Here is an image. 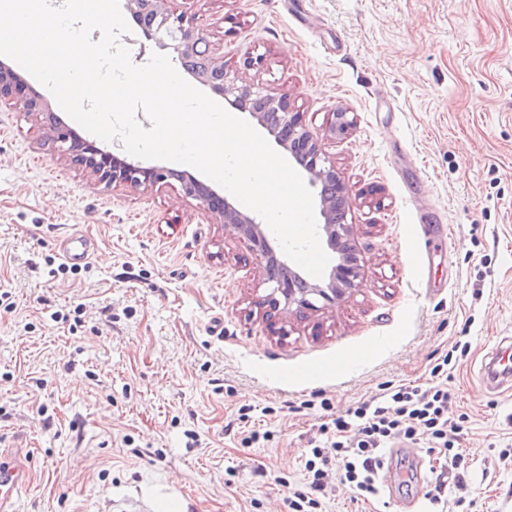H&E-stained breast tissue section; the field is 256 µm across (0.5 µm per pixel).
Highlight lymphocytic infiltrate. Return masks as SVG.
<instances>
[{"label":"lymphocytic infiltrate","instance_id":"f902f5d3","mask_svg":"<svg viewBox=\"0 0 512 512\" xmlns=\"http://www.w3.org/2000/svg\"><path fill=\"white\" fill-rule=\"evenodd\" d=\"M452 354L438 358L424 384L385 385L371 399L358 403L324 428L320 444L307 450L306 487L288 495L289 512H322L333 483L348 485L355 499L370 501L380 493V471L395 441L431 444L441 461L437 484L426 496V512H447L449 503L463 505V498L449 500L448 490L464 484L461 455L456 446L464 425L449 414L452 394L448 379Z\"/></svg>","mask_w":512,"mask_h":512}]
</instances>
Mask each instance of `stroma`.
Masks as SVG:
<instances>
[{"mask_svg": "<svg viewBox=\"0 0 512 512\" xmlns=\"http://www.w3.org/2000/svg\"><path fill=\"white\" fill-rule=\"evenodd\" d=\"M225 61L266 54L248 81L288 93L351 190L361 283L329 307L265 319L247 243L179 181L100 183L43 144L41 116L0 102V451L30 449L14 512H288L321 426L381 385L448 386L471 512H512V389L487 352L512 336V0H176ZM241 25L229 30L226 15ZM353 120L331 136L334 113ZM446 224L424 260L418 215ZM96 256L61 270L60 244ZM443 281L427 293L422 272ZM329 409H322L321 400ZM305 400L312 409L302 408ZM243 405L271 406L240 418ZM270 431L260 447L244 431ZM407 492L326 512H402ZM96 245L87 235L81 233L67 234L61 243L63 260L72 265L87 263L95 255Z\"/></svg>", "mask_w": 512, "mask_h": 512, "instance_id": "obj_1", "label": "stroma"}]
</instances>
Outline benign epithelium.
I'll use <instances>...</instances> for the list:
<instances>
[{
    "label": "benign epithelium",
    "mask_w": 512,
    "mask_h": 512,
    "mask_svg": "<svg viewBox=\"0 0 512 512\" xmlns=\"http://www.w3.org/2000/svg\"><path fill=\"white\" fill-rule=\"evenodd\" d=\"M132 10L151 13L144 34L148 37L162 35L174 42V50L182 62L197 60L200 66L187 72L210 86L217 94L231 99L239 106L258 98L263 111L259 120L277 143L293 154L296 162L311 176L312 180L329 182L333 195L321 198L322 233L328 248L338 253V261L323 284L308 282L295 268L280 258L267 238L263 225L250 214L241 211L223 196L203 183L191 178L182 184V191L188 197L200 200L211 213L223 219L225 228L234 235L249 242L250 249L263 268L274 262L279 266L278 274L265 277L270 293L262 305L275 311L303 312L316 308L321 301L330 305L340 300L360 283V271L355 256L341 252L350 240V225L344 223V203L349 195L348 187L340 182L333 165L326 164L317 138L303 123L301 113L294 111V104L288 94H265L262 89L247 83L239 74L266 66V56L249 53L234 65L215 56L210 44L193 23L176 12L171 0H128ZM11 102L18 109L30 113L42 108V102L26 93L23 82L12 70L0 66V100ZM45 143L56 151L68 155L71 161L89 170L99 182L106 185H127L133 188H147L167 181L169 171L164 167H143L129 162L116 153L105 151L96 143L81 138L72 129L54 124L46 127Z\"/></svg>",
    "instance_id": "benign-epithelium-1"
}]
</instances>
